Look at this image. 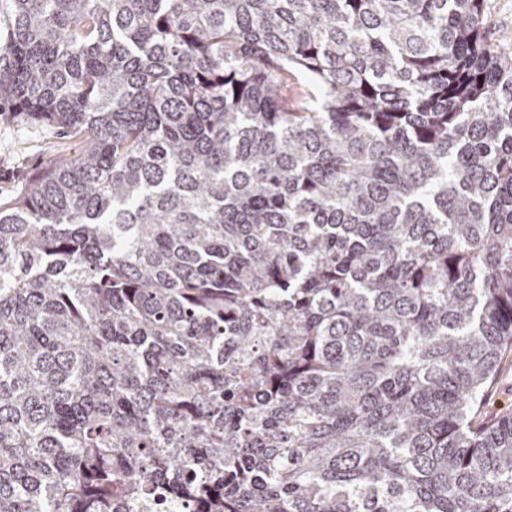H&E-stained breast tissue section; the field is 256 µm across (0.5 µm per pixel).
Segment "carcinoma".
Wrapping results in <instances>:
<instances>
[{"mask_svg":"<svg viewBox=\"0 0 512 512\" xmlns=\"http://www.w3.org/2000/svg\"><path fill=\"white\" fill-rule=\"evenodd\" d=\"M0 512H512V58L482 0H0ZM64 134L45 122L0 120V205L21 196L51 153L71 155ZM488 397L492 410H512V351L504 357L496 380L489 386Z\"/></svg>","mask_w":512,"mask_h":512,"instance_id":"1","label":"carcinoma"}]
</instances>
